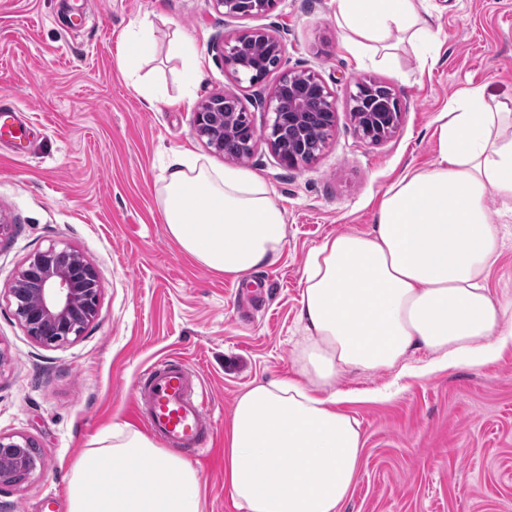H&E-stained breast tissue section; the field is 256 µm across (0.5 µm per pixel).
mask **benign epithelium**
Segmentation results:
<instances>
[{"instance_id": "benign-epithelium-1", "label": "benign epithelium", "mask_w": 512, "mask_h": 512, "mask_svg": "<svg viewBox=\"0 0 512 512\" xmlns=\"http://www.w3.org/2000/svg\"><path fill=\"white\" fill-rule=\"evenodd\" d=\"M215 9H223L228 18L247 17L269 11L275 0H211ZM252 38L262 42L267 53L250 61L242 60L237 51L240 40ZM224 59V70L234 79L249 86L263 83L270 74L268 58L282 57V41L264 29L242 31L226 37L215 45ZM301 86L304 94L318 101L321 111L306 112L299 107L282 112L280 100L284 92ZM380 82H355L349 92L350 116L361 139L371 143L391 137L401 124L402 111L398 91L387 86L389 101L380 103L372 112L363 111V103L370 101ZM226 93L209 96L198 106L194 130L206 144L219 150L224 145V134L236 135L240 145L251 153L258 141H265L274 156L284 165L295 167L305 162L307 145L298 133L316 123L320 126L319 147H324L336 120V101L323 83L312 73L284 72L263 98L261 104L271 114L267 127L259 132L243 124L236 112L218 110V103ZM102 277L100 272L77 250L54 244L32 254L14 275L9 295L14 305V316L35 341L51 346L79 337L86 326L98 315ZM40 458L35 444L23 435L0 434V487L20 484L36 469Z\"/></svg>"}]
</instances>
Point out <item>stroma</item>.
Listing matches in <instances>:
<instances>
[{
	"instance_id": "obj_1",
	"label": "stroma",
	"mask_w": 512,
	"mask_h": 512,
	"mask_svg": "<svg viewBox=\"0 0 512 512\" xmlns=\"http://www.w3.org/2000/svg\"><path fill=\"white\" fill-rule=\"evenodd\" d=\"M441 48L421 64L399 57L402 79L356 66L330 0H277L268 13L228 18L208 0H0V105L36 125L23 154L0 151V433L33 439L42 457L21 484L0 489V512H67L75 459L104 428L130 423L131 386L165 358L197 368L217 423L197 464L203 512H239L224 486V431L248 386L298 378L301 279L310 252L330 235L369 231L382 193L438 157L437 118L463 90L512 97V0H429ZM155 44L139 71L121 69L117 42L140 19ZM181 29L200 75L185 88L167 55ZM263 28L281 36L284 71L318 74L336 100L323 151L296 168L259 145L242 166L260 176L287 212L279 260L248 286L199 265L168 237L158 188L176 151L224 167L228 158L193 131L196 105L238 95L256 129L270 116L258 91L238 86L212 41ZM375 79L400 92L403 120L371 144L349 117L350 83ZM164 85L149 103L140 81ZM71 246L101 273L96 319L77 340L35 343L6 291L26 259ZM392 372L346 373L339 411L355 418L360 473L340 512H512V347L482 366L405 377L393 398L378 393Z\"/></svg>"
}]
</instances>
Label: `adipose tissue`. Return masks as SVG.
<instances>
[{
	"label": "adipose tissue",
	"mask_w": 512,
	"mask_h": 512,
	"mask_svg": "<svg viewBox=\"0 0 512 512\" xmlns=\"http://www.w3.org/2000/svg\"><path fill=\"white\" fill-rule=\"evenodd\" d=\"M357 65L393 69L403 44L421 60L440 42L428 0H332ZM439 153L384 192L371 231L326 238L308 256L300 301V381L273 380L237 399L224 429V483L242 512H339L358 479V422L336 408L341 374L426 375L494 362L512 346V298L488 276L512 217V97L473 88L439 117ZM169 238L202 266L243 277L274 264L286 216L255 173L172 154L159 189ZM423 365L412 366L416 353ZM110 471L112 483L91 479ZM68 512H202L200 478L149 437L111 426L71 470Z\"/></svg>",
	"instance_id": "1"
}]
</instances>
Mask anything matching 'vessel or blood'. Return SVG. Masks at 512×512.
I'll return each mask as SVG.
<instances>
[{
	"mask_svg": "<svg viewBox=\"0 0 512 512\" xmlns=\"http://www.w3.org/2000/svg\"><path fill=\"white\" fill-rule=\"evenodd\" d=\"M33 127L20 108L0 110V146L23 150ZM135 417L168 447L203 456L215 433L207 393L199 372L188 362L165 359L144 370L133 383Z\"/></svg>",
	"mask_w": 512,
	"mask_h": 512,
	"instance_id": "1",
	"label": "vessel or blood"
}]
</instances>
